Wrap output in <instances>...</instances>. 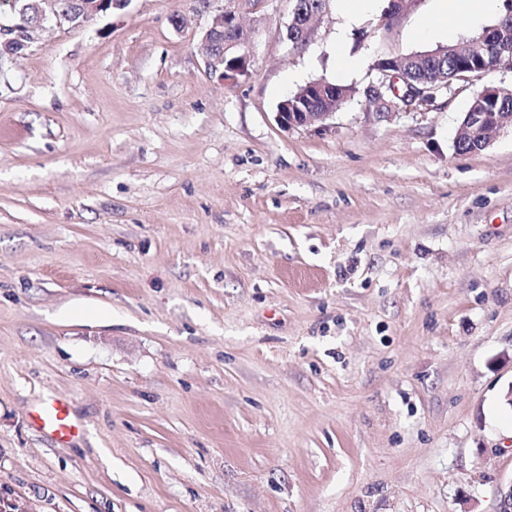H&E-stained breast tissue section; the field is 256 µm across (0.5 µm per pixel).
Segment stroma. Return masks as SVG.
I'll list each match as a JSON object with an SVG mask.
<instances>
[{
  "label": "stroma",
  "mask_w": 512,
  "mask_h": 512,
  "mask_svg": "<svg viewBox=\"0 0 512 512\" xmlns=\"http://www.w3.org/2000/svg\"><path fill=\"white\" fill-rule=\"evenodd\" d=\"M386 0L336 72L262 0L225 83L200 0L52 24L0 78V496L7 512H500L512 488V128L454 138L477 92L379 116L381 54L431 50L433 0ZM185 17L175 26L176 17ZM435 27L418 38L421 26ZM355 87L326 128L277 104ZM69 400L58 445L32 408ZM330 84L324 79L310 81L298 95H290L285 100L281 101L275 112V120L278 126L282 130L288 131L299 127H308L323 123L335 115L336 112L334 111L336 110V105L322 112H309V103L314 102L315 98L319 99L322 103H327L332 99L336 100V97L339 95L340 100L344 101L346 98L340 95V93L337 94L336 89L338 92L341 89L347 91L353 90V87L350 86L332 84L336 86L334 87ZM321 102L315 104L319 106Z\"/></svg>",
  "instance_id": "1"
}]
</instances>
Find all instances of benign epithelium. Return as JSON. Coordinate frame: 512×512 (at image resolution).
<instances>
[{"mask_svg": "<svg viewBox=\"0 0 512 512\" xmlns=\"http://www.w3.org/2000/svg\"><path fill=\"white\" fill-rule=\"evenodd\" d=\"M411 0H389L384 13L382 25L388 29L398 22L401 14ZM114 0H76V6L66 8L62 0H28L20 10L14 12L12 23L0 26V69L4 60L10 59L14 53L7 50V45L14 41H22L30 45L37 41L47 23L54 21L58 24L87 23L99 14L112 9ZM258 6L255 0H224V4L215 10L211 23L202 41L201 52L207 66L221 72L225 82L236 83L240 78L249 75L251 66L250 56L245 51L249 42V32L242 24L244 12ZM380 76L377 83L365 89V96L376 106L378 114L385 115L398 108L391 96L405 101H414L428 106L427 89L405 81L402 92L392 91L391 83L401 78L396 71V58L385 60L384 66L378 68ZM338 97L336 87L323 79L310 81L295 96H289L277 107L275 120L278 126L288 131L299 127H308L323 123L335 115L336 107H329L321 112L310 111L309 103L318 99L323 103ZM478 102L482 104L479 112H465L464 120L471 128L488 124L493 126L490 137L480 140L478 149L483 150L490 145L498 132L506 127H512V121L499 122V109L502 99L499 90L486 87L480 93Z\"/></svg>", "mask_w": 512, "mask_h": 512, "instance_id": "1", "label": "benign epithelium"}]
</instances>
